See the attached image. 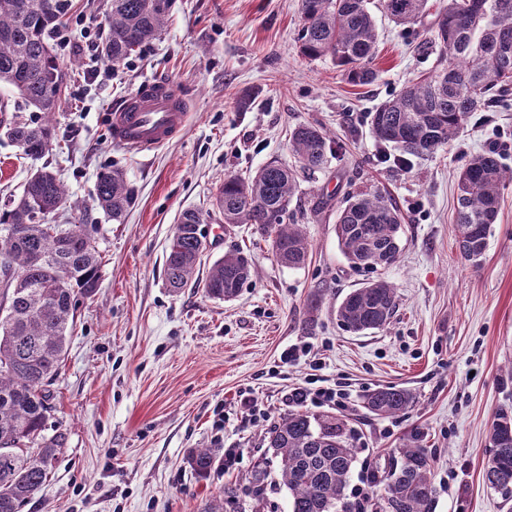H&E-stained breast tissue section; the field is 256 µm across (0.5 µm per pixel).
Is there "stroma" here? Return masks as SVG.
I'll return each mask as SVG.
<instances>
[{
    "label": "stroma",
    "mask_w": 512,
    "mask_h": 512,
    "mask_svg": "<svg viewBox=\"0 0 512 512\" xmlns=\"http://www.w3.org/2000/svg\"><path fill=\"white\" fill-rule=\"evenodd\" d=\"M300 0H173L159 39L122 64L112 79L77 93L83 56L57 50L66 73L55 140L44 161L61 174L75 210L52 223L97 225L104 256L99 286L79 304L58 380L48 434L65 445L42 489L22 512H203L222 490L226 512H288V491L267 434L296 411L287 393L308 365L286 366L282 352L308 345L321 386L345 390L341 406H307L337 417L355 451L350 490L371 507L393 450L413 441L433 466L434 512H512V497L484 481L492 422L512 409V183L479 263L455 241L456 175L470 157L499 147L512 167V91L495 112L474 113L458 138L408 170L375 160L366 114L412 77L437 72L440 51L423 24L399 26L379 0L370 7L380 33L377 83H349L328 58L303 56L297 41ZM174 82L190 104L183 133L149 154L116 145L112 105L148 80ZM250 95V108L239 101ZM320 126L343 146L323 170L301 176L292 207L312 245L308 264H279L253 225L225 224L214 205L225 176H250L265 163L291 162L288 130ZM34 167L0 135V208L21 193ZM124 172L135 202L116 223L93 201L98 176ZM379 188L404 217L397 261L378 270L352 267L336 238L343 195ZM201 212L208 251L204 280L225 252L249 253L257 274L230 302L197 285L167 288L164 265L174 226ZM391 282L399 308L381 330L354 334L336 319L338 302L375 278ZM396 385L415 396L403 414L380 417L367 393ZM269 412L251 427L242 397ZM224 428L216 430V413ZM216 455L209 478L188 465L193 449ZM236 448L225 470V449Z\"/></svg>",
    "instance_id": "1"
}]
</instances>
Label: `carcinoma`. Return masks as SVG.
Wrapping results in <instances>:
<instances>
[{
  "label": "carcinoma",
  "mask_w": 512,
  "mask_h": 512,
  "mask_svg": "<svg viewBox=\"0 0 512 512\" xmlns=\"http://www.w3.org/2000/svg\"><path fill=\"white\" fill-rule=\"evenodd\" d=\"M428 0H382L386 15L414 24L426 14ZM71 0H0V85L13 87L38 120L14 119L6 136L32 159L52 149L51 119L61 100L64 73L54 53L53 33L64 24ZM172 0H110V38L103 60L119 65L161 35ZM430 43L439 47L445 65L430 77L407 83L367 119L374 139L411 159L432 156L450 144L474 112L494 108L512 89V0H449L436 16ZM301 52L331 58L355 86L374 84L379 71L378 32L370 0H301ZM341 145L318 127L302 123L289 132V150L299 168L315 173ZM512 181L490 150L473 156L457 177V242L464 258L483 257L491 227L499 214L501 190ZM297 191L294 166L270 161L251 179L224 178L216 205L226 224H254L268 238L276 260L290 269L305 266L310 243L291 208ZM68 191L49 166L35 169L22 194L0 209V512L22 507L46 482L62 448V436L45 434L51 385L58 374L79 299L98 288L101 254L96 225L49 224V215L66 205ZM94 202L110 220L122 223L134 203L125 174L114 169L98 177ZM403 216L388 194L373 190L349 193L336 221V237L354 268L394 264L400 254ZM202 214L188 209L174 227L165 261V279L178 291L194 278L206 249ZM67 280L59 279V272ZM254 274L251 257L230 251L214 261L203 283L205 294L230 301ZM398 299L395 286L372 280L347 293L336 319L353 333L379 330L391 322ZM413 394L382 386L364 397L377 416L408 410ZM492 455L485 482L512 491V416L493 424ZM268 447L280 460V478L288 489L289 512H360L347 498L354 451L343 437V423L318 420L303 411L288 414L268 435ZM386 475L384 493L374 512H434L436 486L424 449L405 444ZM187 463L201 478L210 476L215 456L196 448Z\"/></svg>",
  "instance_id": "cac0c4a2"
}]
</instances>
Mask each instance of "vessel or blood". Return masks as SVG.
Listing matches in <instances>:
<instances>
[{
  "instance_id": "b4317fda",
  "label": "vessel or blood",
  "mask_w": 512,
  "mask_h": 512,
  "mask_svg": "<svg viewBox=\"0 0 512 512\" xmlns=\"http://www.w3.org/2000/svg\"><path fill=\"white\" fill-rule=\"evenodd\" d=\"M188 121V104L165 80L150 81L113 108L112 138L119 146L148 154L178 136Z\"/></svg>"
}]
</instances>
